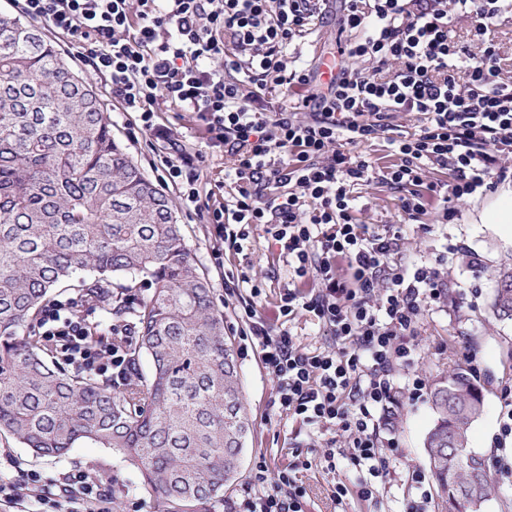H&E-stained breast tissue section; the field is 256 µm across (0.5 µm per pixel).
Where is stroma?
<instances>
[{
  "instance_id": "35a3bbf8",
  "label": "stroma",
  "mask_w": 512,
  "mask_h": 512,
  "mask_svg": "<svg viewBox=\"0 0 512 512\" xmlns=\"http://www.w3.org/2000/svg\"><path fill=\"white\" fill-rule=\"evenodd\" d=\"M62 55L71 68L90 77L102 97L103 108L112 124V135L139 163L145 174L173 200L175 218L201 273L212 288L216 309L224 316V334L234 344L243 380L244 402L253 430L246 442L241 476L226 491L215 512H224L225 502L239 497L259 459H266L270 469L288 465L293 458L312 461L313 466L301 470L300 478L309 496L306 512H333L330 488L334 479L352 481L354 474L338 468L335 474L317 467L325 437L316 430L280 416L274 404L276 383L263 368L250 340L241 336L234 313L239 301L248 298L252 285H259V302L267 318H275L279 293L291 277L287 263L278 256V248L270 235L255 230L240 253H225L215 244L212 225L206 213L182 204L176 197L166 172L160 167L156 150L160 143L155 136L140 133L133 116L115 111L106 95V78L93 73L78 48L68 39L55 37ZM512 188V178L499 182L497 191L477 194L457 205L458 217L452 223L439 224L434 214H427L429 232H420L417 225L406 226L402 257L404 261L430 263L439 255H447L448 302L446 307L424 314L415 340L418 371L426 383L447 376L449 369L465 366L464 352L477 356L479 383L484 395V413L472 426L470 445L493 459L500 450L512 452V437L501 438V395L512 390V321L494 317L490 302L495 289L494 271L512 260V234L499 225L482 221L484 210L497 198L498 190ZM400 194L382 184L365 187L359 200L357 218L363 224L394 223ZM247 280H240V273ZM395 434L399 448L390 459L393 476L375 501L351 499L346 512H404L415 490L407 481L410 470L424 468V438L434 420L428 400L416 403L398 399L394 404ZM0 448H8L44 479L57 478L59 473L75 468L94 469L112 487V512H160L158 502L142 487L140 473L116 463L111 449L88 441L77 442L59 458H39L17 441L0 436Z\"/></svg>"
}]
</instances>
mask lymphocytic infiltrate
<instances>
[{
	"label": "lymphocytic infiltrate",
	"instance_id": "f902f5d3",
	"mask_svg": "<svg viewBox=\"0 0 512 512\" xmlns=\"http://www.w3.org/2000/svg\"><path fill=\"white\" fill-rule=\"evenodd\" d=\"M332 0H20V11L81 49L104 75L120 110L143 133L159 113L187 112L213 152L229 157L207 208L215 240L240 252L256 228L280 247L292 277L279 294L278 315L259 310L262 290L236 313L276 382L281 415L331 432L322 453L328 472L338 461L353 483L334 482L340 512L352 496L370 501L389 481L391 449L378 411L394 400L395 376L412 369L420 320L448 291L443 259L393 262L404 225L435 209L447 224L456 204L512 176V80L492 29L512 0H339L338 46L350 66L321 82L318 67L289 71L283 59L296 38L318 31ZM469 23L457 41L449 14ZM287 91L288 104L272 98ZM410 117L405 126L401 117ZM384 142L393 161L379 166L358 146ZM161 167L185 203L201 200L193 159L169 142ZM453 179H437L439 171ZM399 190L400 217L378 228L358 223L363 187ZM76 299L45 307L37 333L81 372L111 369L114 383L132 376L131 327L111 346L91 336ZM306 319L330 345L310 350L290 326ZM347 439L337 447L336 436ZM22 466L0 448V512H112V491L93 470L76 469L43 491L39 473L14 479ZM307 489L291 469L255 466L253 485L229 512H304Z\"/></svg>",
	"mask_w": 512,
	"mask_h": 512
}]
</instances>
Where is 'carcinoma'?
Returning <instances> with one entry per match:
<instances>
[{
  "mask_svg": "<svg viewBox=\"0 0 512 512\" xmlns=\"http://www.w3.org/2000/svg\"><path fill=\"white\" fill-rule=\"evenodd\" d=\"M150 293L130 304L126 290ZM72 290L100 312L95 334L131 316L134 365L120 392L52 360L31 334L43 306ZM494 315L512 320V265L496 275ZM425 462L441 512L487 501L493 477L469 431L484 412L464 369L430 392ZM224 317L195 265L172 202L112 139L89 81L42 31L0 17V436L58 457L76 442L139 471L162 512H210L241 473L251 431Z\"/></svg>",
  "mask_w": 512,
  "mask_h": 512,
  "instance_id": "cac0c4a2",
  "label": "carcinoma"
}]
</instances>
